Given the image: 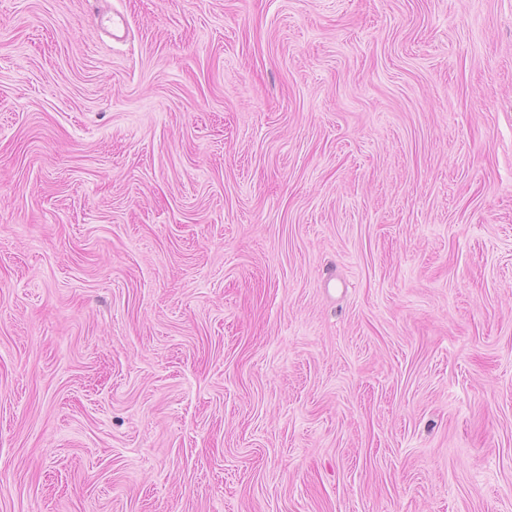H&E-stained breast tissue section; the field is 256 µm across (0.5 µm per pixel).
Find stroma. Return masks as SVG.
<instances>
[{
  "mask_svg": "<svg viewBox=\"0 0 512 512\" xmlns=\"http://www.w3.org/2000/svg\"><path fill=\"white\" fill-rule=\"evenodd\" d=\"M0 512H512V0H0Z\"/></svg>",
  "mask_w": 512,
  "mask_h": 512,
  "instance_id": "35a3bbf8",
  "label": "stroma"
}]
</instances>
